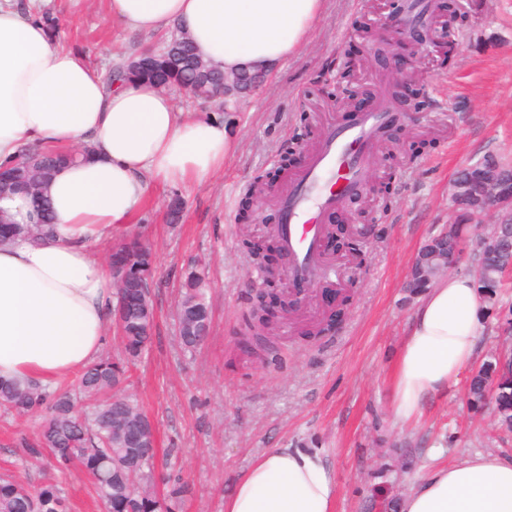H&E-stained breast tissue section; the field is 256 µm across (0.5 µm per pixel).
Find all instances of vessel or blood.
<instances>
[{
	"mask_svg": "<svg viewBox=\"0 0 512 512\" xmlns=\"http://www.w3.org/2000/svg\"><path fill=\"white\" fill-rule=\"evenodd\" d=\"M391 119L388 104L381 101L358 113L349 125L330 127L306 166L290 180L278 203V233L290 259V278L328 276L329 268L321 258L323 222L345 193L367 183L375 135Z\"/></svg>",
	"mask_w": 512,
	"mask_h": 512,
	"instance_id": "b4317fda",
	"label": "vessel or blood"
}]
</instances>
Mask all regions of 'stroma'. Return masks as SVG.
<instances>
[{
    "label": "stroma",
    "instance_id": "35a3bbf8",
    "mask_svg": "<svg viewBox=\"0 0 512 512\" xmlns=\"http://www.w3.org/2000/svg\"><path fill=\"white\" fill-rule=\"evenodd\" d=\"M450 3L463 20L453 35L458 62L444 66L436 42L444 18L433 14L427 29L434 40L416 58L423 107L390 126L396 147L423 139L432 147L402 170L393 169L386 150H374L368 186L348 204L366 213L351 226L359 250L332 257L341 271L333 283L350 297L344 319L318 342L299 345L298 325L326 312L325 298L311 293L281 326L273 361H261L243 337L244 317L264 286L243 242L269 238L279 222L282 149L301 134L318 142L328 127L350 119L327 91L348 51L367 49L355 19L372 11L400 14L402 0H326L307 44L232 103L174 93L182 111L219 113L233 151L203 182L151 185L133 224L94 248L103 257L114 242L136 234L155 254L153 342L131 366L127 390L152 422L159 449L177 451L172 472L190 487L179 512H224L235 481L272 448L322 450L336 476L335 512H373L378 497H403L440 463L477 452L512 456V431L496 427L489 411L467 406L470 371L429 398L419 420L406 423L394 413L390 372L419 302L406 286L413 260L450 220V190L460 169L488 156L512 162V0ZM41 9L60 19L62 44L83 50L106 73L165 42L112 22L107 0H43ZM175 198L181 213L174 222L169 203ZM193 263L208 272L212 333L207 345L188 353L177 341L175 308L183 271ZM37 427V418L0 414V476L18 473L34 485L58 480L70 512H103L81 471L61 476L46 463L17 471L18 442Z\"/></svg>",
    "mask_w": 512,
    "mask_h": 512
}]
</instances>
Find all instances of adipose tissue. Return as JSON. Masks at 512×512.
Masks as SVG:
<instances>
[{"label":"adipose tissue","mask_w":512,"mask_h":512,"mask_svg":"<svg viewBox=\"0 0 512 512\" xmlns=\"http://www.w3.org/2000/svg\"><path fill=\"white\" fill-rule=\"evenodd\" d=\"M324 0H109L116 22L151 33L177 25L215 66L276 70L308 41ZM91 146L49 187L52 238L0 245V380L42 383L82 370L102 353L112 273L95 242L130 223L150 182H201L232 149L219 116L179 111L149 83L109 86L83 53L61 46L29 0H0V164L22 151ZM487 300L464 275L437 280L416 307L393 372L395 414L469 365ZM336 478L320 451L273 448L224 498V512H335ZM398 512H512V458L475 453L433 468Z\"/></svg>","instance_id":"1"}]
</instances>
